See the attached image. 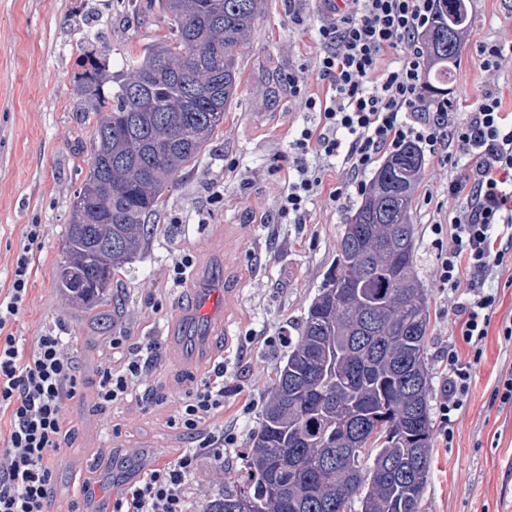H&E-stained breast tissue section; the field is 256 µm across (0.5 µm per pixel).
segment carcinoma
<instances>
[{"mask_svg":"<svg viewBox=\"0 0 512 512\" xmlns=\"http://www.w3.org/2000/svg\"><path fill=\"white\" fill-rule=\"evenodd\" d=\"M263 0H128L158 13L167 33L107 74L83 48L74 82L96 127L88 172L76 191L56 270L59 298L93 311L112 295V275L149 236L147 220L179 175L197 162L239 85L236 51ZM468 16L442 0L425 36L429 93L448 94ZM116 88L105 90L108 82ZM423 154L414 144L377 168L341 237L339 259L309 305L286 363L276 368L238 484L206 497L202 512H240V494L261 512H422L433 420L424 360L430 325L415 270V238L384 252L388 225L411 223ZM389 317L358 332L361 311ZM382 432L374 439L369 433Z\"/></svg>","mask_w":512,"mask_h":512,"instance_id":"cac0c4a2","label":"carcinoma"}]
</instances>
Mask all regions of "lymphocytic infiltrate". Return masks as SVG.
Segmentation results:
<instances>
[{
	"mask_svg": "<svg viewBox=\"0 0 512 512\" xmlns=\"http://www.w3.org/2000/svg\"><path fill=\"white\" fill-rule=\"evenodd\" d=\"M321 2L317 37L322 50L315 68L331 94L314 96L297 81L288 83L289 93L319 114L321 128L302 129L294 140L297 176L279 211L290 223H303L309 201L321 193L320 170L304 161L312 152L340 159L355 177L408 142L457 167L448 195L465 197L466 204L455 209L450 224L431 225L434 234L451 232L438 282L462 297L459 332L471 348L466 358L456 347L448 349L441 405L447 416L464 405L499 302L486 278L512 253V116L503 112L500 94L492 89L465 110L447 97L428 99L423 39L436 19L438 0ZM390 50L397 57L383 64ZM30 264L28 251H20L12 285L0 299V418L9 423L0 439V512H50L56 457L72 436L66 409L83 397L71 337L48 331L29 341L11 330L28 298ZM124 342V337H111L99 364V412L110 410L139 384V354H125L121 367L112 365L113 354L125 353ZM223 408L224 366L219 363L172 420L192 440V448L149 469L116 499L112 512H201L190 496L198 464L207 457L223 467L224 449L235 442L223 430L203 428Z\"/></svg>",
	"mask_w": 512,
	"mask_h": 512,
	"instance_id": "1",
	"label": "lymphocytic infiltrate"
}]
</instances>
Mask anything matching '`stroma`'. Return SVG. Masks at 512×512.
Masks as SVG:
<instances>
[{"instance_id":"stroma-1","label":"stroma","mask_w":512,"mask_h":512,"mask_svg":"<svg viewBox=\"0 0 512 512\" xmlns=\"http://www.w3.org/2000/svg\"><path fill=\"white\" fill-rule=\"evenodd\" d=\"M319 0H265L243 47L237 51L240 83L224 125L197 163L182 172L150 218L142 253L112 281L110 321L93 323L84 307L61 304L54 273L69 222L71 202L90 164L96 119L82 111L73 81L77 46L87 33L107 45L110 74H118L127 51L138 50L167 28L157 15L136 17L123 0H0V289L10 288L13 262L23 246L33 261L26 308L15 334L67 330L84 383L82 401L66 417L75 429L58 452L56 512L83 500L90 483L101 502L138 480L143 460L174 459L190 441L170 419L214 364L224 366V410L211 420L236 437L224 451V482H237L241 450L259 426L276 366L285 363L308 307L334 266L347 218L362 196L340 201L321 194L304 223L279 215L280 198L295 174L292 141L319 123L288 94L289 78L322 94L314 30ZM494 41L504 49L499 71L480 66L477 48ZM503 94L512 112V0H472L463 51L448 86L451 98L468 104L484 89ZM450 166L425 156L411 219L416 267L428 294L430 326L425 361L431 374V407L439 409L448 378V346L468 347L455 322L461 299L440 288L437 270L450 236L435 240L428 226L437 204L448 200ZM223 191L215 201L214 191ZM433 204H426L425 194ZM41 227L29 243L30 225ZM191 257L182 279L174 264ZM500 297L483 356L464 406L452 413V442L434 434L424 512H512V405L496 395L500 376L512 372V341L502 325L512 320V268L487 281ZM221 289L224 319L202 354L186 352L171 328L188 319L194 289ZM126 337L129 347L154 345L138 389L108 415L93 400L97 367L106 337ZM168 399L146 406L144 390Z\"/></svg>"}]
</instances>
